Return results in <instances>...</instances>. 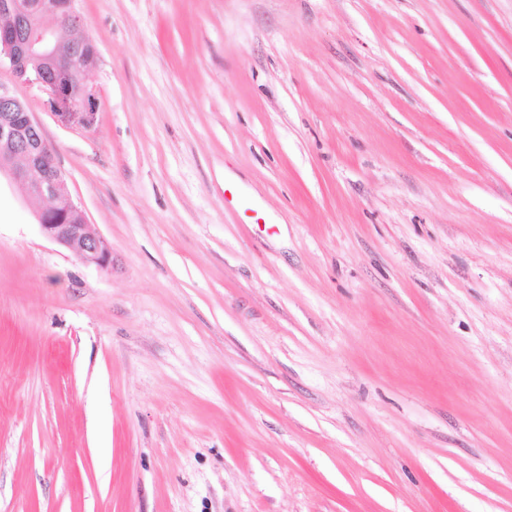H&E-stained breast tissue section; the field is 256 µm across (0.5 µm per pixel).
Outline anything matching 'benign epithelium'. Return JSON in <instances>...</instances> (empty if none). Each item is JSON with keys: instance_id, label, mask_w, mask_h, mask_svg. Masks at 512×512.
Segmentation results:
<instances>
[{"instance_id": "benign-epithelium-1", "label": "benign epithelium", "mask_w": 512, "mask_h": 512, "mask_svg": "<svg viewBox=\"0 0 512 512\" xmlns=\"http://www.w3.org/2000/svg\"><path fill=\"white\" fill-rule=\"evenodd\" d=\"M76 0H0V65L16 81L36 84L68 121L88 126L96 99L85 79L95 65V44L66 41L59 32L85 26ZM49 202L36 214L40 233L85 265L112 269V249L88 224L50 144L27 104L0 84V176Z\"/></svg>"}]
</instances>
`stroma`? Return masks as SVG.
<instances>
[{
    "label": "stroma",
    "instance_id": "1",
    "mask_svg": "<svg viewBox=\"0 0 512 512\" xmlns=\"http://www.w3.org/2000/svg\"><path fill=\"white\" fill-rule=\"evenodd\" d=\"M75 5L91 127L0 84L112 268L0 180V512H512V0Z\"/></svg>",
    "mask_w": 512,
    "mask_h": 512
}]
</instances>
